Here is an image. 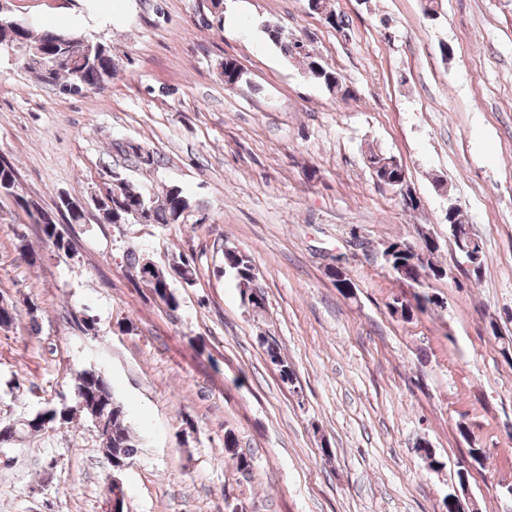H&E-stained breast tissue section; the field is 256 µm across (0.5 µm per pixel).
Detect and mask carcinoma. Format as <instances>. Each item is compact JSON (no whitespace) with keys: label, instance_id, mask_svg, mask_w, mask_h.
I'll use <instances>...</instances> for the list:
<instances>
[{"label":"carcinoma","instance_id":"obj_1","mask_svg":"<svg viewBox=\"0 0 512 512\" xmlns=\"http://www.w3.org/2000/svg\"><path fill=\"white\" fill-rule=\"evenodd\" d=\"M264 34L269 42L278 47L285 56L302 65L309 78L318 81L330 91H343L339 86L337 73L324 62L315 57L304 41L288 35L282 27L269 25ZM0 45H7L18 52H28L36 58V64L27 66L43 83L65 91L76 84L80 89L98 88L111 80L115 68L112 61V50L106 44L88 43L84 36L76 35L67 30L51 27L34 33V29L26 22L9 27H0ZM118 150L141 159V164L153 166L159 159L153 153L143 149L141 145L128 142L118 146ZM376 150L369 151L367 167L376 183H394L396 172L383 171L374 167L373 160ZM18 183L17 169L14 163L0 157V197H12L32 223L41 226L45 240L61 251H68L70 244L57 228V216H64L71 224H79L84 220L80 211H62L58 208L46 210L16 193ZM149 192L132 187L124 178L120 184L111 185L105 191V200L98 210V221L101 224H130L134 221L132 211L145 206ZM194 208L193 201L177 186H170L161 191L159 197L148 206V223L177 224L184 219V212ZM393 248L389 262L395 276L415 288L425 287V279L421 272L430 271L437 275L439 268L432 258L437 250L435 242L427 235L422 237L421 244L415 251H409V245L392 242ZM224 266L231 270L243 288L249 304L256 303V297L264 296L262 287L257 282V274L249 254L238 250L224 252ZM142 284L150 290L155 298L168 306H175L173 293H165L164 283L157 277L140 278ZM265 352L270 362L279 368L282 379L292 380V371L282 358L279 348L274 344H266ZM76 402L73 406L60 405L45 408L20 423H9L0 427V440L8 441L15 435L26 433L36 435L47 427L63 426L84 415L89 420L98 418L107 420L105 432L97 433L102 448L112 451L115 459L128 461L136 455L139 442L128 421L123 405L115 398L106 378L95 370H83L76 377ZM224 453L230 456L236 469L247 473L251 470V461L238 451V444L233 432L224 436Z\"/></svg>","mask_w":512,"mask_h":512}]
</instances>
